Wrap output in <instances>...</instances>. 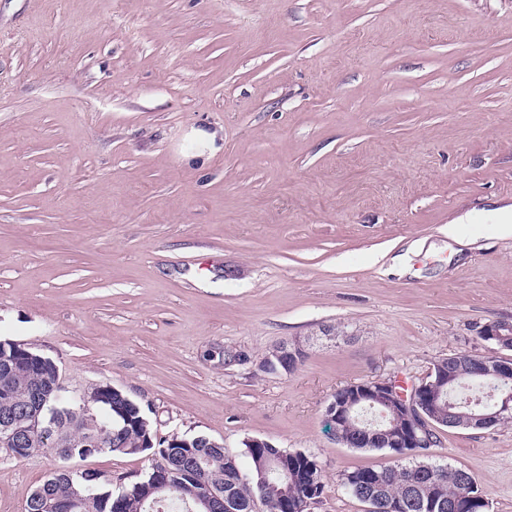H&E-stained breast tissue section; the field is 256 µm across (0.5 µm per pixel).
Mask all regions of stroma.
<instances>
[{
  "mask_svg": "<svg viewBox=\"0 0 512 512\" xmlns=\"http://www.w3.org/2000/svg\"><path fill=\"white\" fill-rule=\"evenodd\" d=\"M506 207L512 0H0V339L158 439L312 455L308 512H364L342 473L393 463L337 442L336 391L487 354L512 320ZM298 338L295 372L258 371ZM438 436L427 461L512 512V422ZM82 465L118 491L150 461ZM67 466L0 449V512ZM484 327H487L485 331V338L487 340H494L500 346L499 350H508L512 348V322L508 320H502L499 323H491ZM479 338L487 344L494 347V345L487 341L482 331H479Z\"/></svg>",
  "mask_w": 512,
  "mask_h": 512,
  "instance_id": "1",
  "label": "stroma"
}]
</instances>
